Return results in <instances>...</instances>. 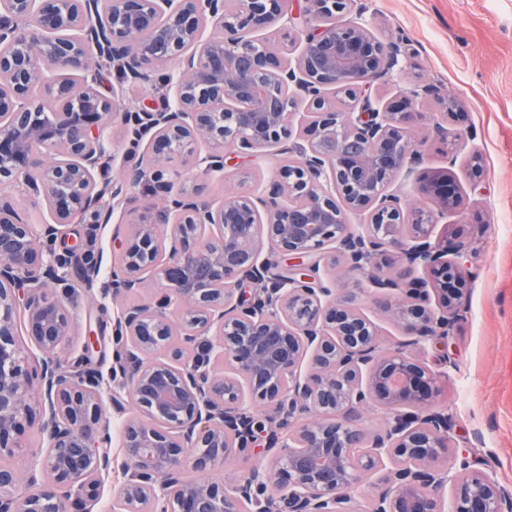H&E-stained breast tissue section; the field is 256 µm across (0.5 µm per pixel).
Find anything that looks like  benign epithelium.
Masks as SVG:
<instances>
[{"mask_svg":"<svg viewBox=\"0 0 512 512\" xmlns=\"http://www.w3.org/2000/svg\"><path fill=\"white\" fill-rule=\"evenodd\" d=\"M99 2L0 0V45L7 47L0 51V189L26 187L52 218L27 224L0 193V456L19 453L35 426L49 441L27 475L0 466V512H89L99 475L112 467L107 388L116 409L127 398L147 417L134 415L122 427L127 479L116 512H353L363 474L386 465L370 512H443L446 489L451 512H512L493 472L469 454L437 467L451 449L453 420L437 406V375L415 352L450 336L465 298L448 281L467 280L471 250L461 240H432L422 216L410 215L403 193L391 189L421 162L409 120L436 92L414 87L373 106L371 82L399 67V42L376 38L361 6L350 22L334 23L354 0H300L293 10L290 0H237L233 11L227 0H111L102 13ZM207 23L213 32L206 36ZM273 26L299 47L295 59L248 36ZM172 60L177 75L162 77L175 83L172 104L147 100L130 112L122 88L110 97L97 90L104 61L123 78L150 83L154 69ZM71 70L82 72L87 88L78 102L72 83L59 78ZM327 88L362 100L360 109L337 111ZM43 90L54 102L49 110ZM298 99L310 111L293 112ZM446 108L452 128L438 123L436 135L452 146L475 139L464 107L450 97ZM114 125L132 147L145 145L149 159L127 182L147 183L166 207L159 221L140 219L119 243L104 294L151 287L154 295L117 316L105 378L83 354L67 370L56 367L72 315L50 288L72 264L92 285L100 262L81 242L62 257L43 243L88 212L108 220L92 172ZM33 142L42 151H32ZM273 147L300 161L280 167L258 192L226 194L216 209L165 177L182 159L222 178L226 149L254 160ZM52 154L69 160L49 164ZM416 190L441 216L466 209L446 173ZM351 213L367 223H349ZM327 253L342 260L344 275L364 274L367 287L398 295L385 313L405 340L379 350L375 324L316 277ZM285 256L288 274L272 273ZM383 256L412 278L383 274ZM154 267L150 284L143 273ZM20 314L44 355L37 367L18 340ZM213 327L212 341L205 331ZM174 335L180 340L172 347ZM246 396L274 417L250 412ZM372 406L386 411L388 424L368 437L352 421ZM260 434L266 443L258 449ZM231 454L256 462L228 488L183 476Z\"/></svg>","mask_w":512,"mask_h":512,"instance_id":"1","label":"benign epithelium"}]
</instances>
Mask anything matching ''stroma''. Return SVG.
Returning a JSON list of instances; mask_svg holds the SVG:
<instances>
[{
  "label": "stroma",
  "instance_id": "1",
  "mask_svg": "<svg viewBox=\"0 0 512 512\" xmlns=\"http://www.w3.org/2000/svg\"><path fill=\"white\" fill-rule=\"evenodd\" d=\"M371 32L381 40L402 39L401 69L375 81L372 98L388 104L417 85L433 86L412 123L422 161L412 176L399 177L409 211L432 214L435 201L416 191L426 174L448 173L467 201L464 213L448 214L431 227L433 238L462 240L472 249V276L466 282V308L453 336L436 343L420 358L439 376V402L453 413L456 452L470 451L491 467L501 487L512 494V0H358ZM460 99L477 133L473 144L449 148L432 136L434 122L446 119L442 95ZM482 158L481 173L472 170L473 154ZM289 161L275 149L253 165L228 160L223 178L201 181L203 195L220 205L227 192L261 188ZM153 200L147 186H128L120 204L104 197L112 215L101 223L84 216L62 225L53 245L64 253L73 240L84 241L98 257L97 282L85 287L70 276L58 293L75 300L74 328L67 352L87 353L92 367L108 372L112 365V324L121 309L139 298H106L104 283L118 260L116 241L130 235L134 219ZM324 281L335 282L337 297L347 300L378 329L382 347L402 338L401 326L381 310L386 295L365 290L364 276L344 277L324 264ZM96 345L85 349L88 336Z\"/></svg>",
  "mask_w": 512,
  "mask_h": 512
}]
</instances>
